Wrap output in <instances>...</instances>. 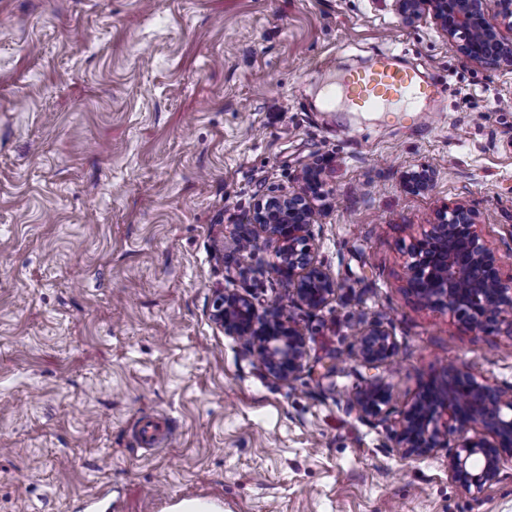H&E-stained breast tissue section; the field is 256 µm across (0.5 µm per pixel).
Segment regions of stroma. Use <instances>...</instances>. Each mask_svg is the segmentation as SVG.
Returning a JSON list of instances; mask_svg holds the SVG:
<instances>
[{
  "mask_svg": "<svg viewBox=\"0 0 512 512\" xmlns=\"http://www.w3.org/2000/svg\"><path fill=\"white\" fill-rule=\"evenodd\" d=\"M391 50L436 86L403 112L321 106L326 74ZM315 166L317 259L340 285L295 310L292 381L243 355L215 296L286 300L271 248L238 254L255 202ZM432 169L424 195L403 169ZM462 203L512 275V70L460 56L379 0H0V512H512V465L478 494L448 451L401 460L361 418L352 332L382 321L401 410L444 364L512 384L492 334L405 289L410 243ZM171 425L140 448L134 426Z\"/></svg>",
  "mask_w": 512,
  "mask_h": 512,
  "instance_id": "1",
  "label": "stroma"
}]
</instances>
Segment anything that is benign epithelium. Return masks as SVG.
<instances>
[{"instance_id": "benign-epithelium-1", "label": "benign epithelium", "mask_w": 512, "mask_h": 512, "mask_svg": "<svg viewBox=\"0 0 512 512\" xmlns=\"http://www.w3.org/2000/svg\"><path fill=\"white\" fill-rule=\"evenodd\" d=\"M402 23L431 18L436 29L469 61L497 70L512 69V0H389ZM301 192L257 201L253 228L241 233L238 246L274 248L272 270L288 281V304L275 302L259 310L252 298L224 291L213 302L211 317L234 337L267 372L291 381L308 355L305 334L290 307L316 311L335 299L339 285L318 262L310 233L316 213L309 190L320 185L319 174L303 170ZM405 189L430 190L434 172L409 168L401 176ZM407 290L425 305L448 312L471 329L491 332L512 324V276L502 278L498 259L478 232L475 212L457 204L439 207L429 230L408 249ZM355 359L367 370L391 363L396 353L387 328L372 321L354 334ZM353 406L360 416L389 414L393 393L380 376L364 378ZM450 448L448 476L466 493H479L498 481L502 467L512 463V385L478 379L458 365H446L399 412L392 425L391 448L401 458H420Z\"/></svg>"}]
</instances>
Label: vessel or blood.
<instances>
[{
  "mask_svg": "<svg viewBox=\"0 0 512 512\" xmlns=\"http://www.w3.org/2000/svg\"><path fill=\"white\" fill-rule=\"evenodd\" d=\"M426 93L415 70L397 66L391 54L380 53L371 58L362 72L331 82L323 104L332 108L343 100L364 110H381Z\"/></svg>",
  "mask_w": 512,
  "mask_h": 512,
  "instance_id": "obj_1",
  "label": "vessel or blood"
}]
</instances>
